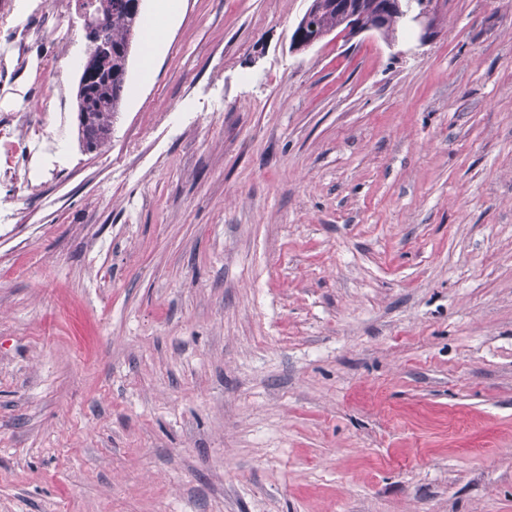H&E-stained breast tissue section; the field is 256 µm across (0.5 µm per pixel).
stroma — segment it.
Returning <instances> with one entry per match:
<instances>
[{
  "label": "stroma",
  "instance_id": "1",
  "mask_svg": "<svg viewBox=\"0 0 512 512\" xmlns=\"http://www.w3.org/2000/svg\"><path fill=\"white\" fill-rule=\"evenodd\" d=\"M180 0L79 140L0 139V512H512V0L429 42Z\"/></svg>",
  "mask_w": 512,
  "mask_h": 512
}]
</instances>
